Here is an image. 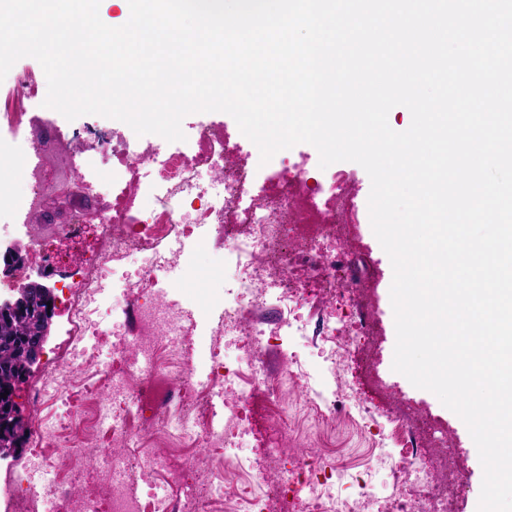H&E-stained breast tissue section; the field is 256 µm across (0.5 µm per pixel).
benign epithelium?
<instances>
[{
	"mask_svg": "<svg viewBox=\"0 0 512 512\" xmlns=\"http://www.w3.org/2000/svg\"><path fill=\"white\" fill-rule=\"evenodd\" d=\"M25 261L15 244L0 246V278H9ZM48 275L42 273L36 280L20 284L15 294L0 299V321L16 325L21 341L17 345L18 371L25 375L44 351L53 318L57 311L54 289L45 283ZM8 414L0 422L14 431L16 438L25 433V425L14 410V399L7 401Z\"/></svg>",
	"mask_w": 512,
	"mask_h": 512,
	"instance_id": "1",
	"label": "benign epithelium"
}]
</instances>
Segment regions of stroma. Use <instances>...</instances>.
Masks as SVG:
<instances>
[{"label":"stroma","mask_w":512,"mask_h":512,"mask_svg":"<svg viewBox=\"0 0 512 512\" xmlns=\"http://www.w3.org/2000/svg\"><path fill=\"white\" fill-rule=\"evenodd\" d=\"M360 229L362 248L358 254L354 274L358 277L375 279L377 282L376 305L383 323V335L377 351V364L389 393L384 396L371 392L359 370L360 356L352 351L344 355L341 378L348 384L351 395L369 406L374 416H381L390 406L392 398L396 397L418 404L446 426L452 450L465 458L468 467L465 495L460 512H477L483 479L478 451L466 425L454 412L443 406L433 393L416 388L405 376L393 370L396 332L389 292L393 280V269L371 225L361 224ZM170 287L175 297L181 301L184 310L193 312L197 319L196 377L202 381L206 380L209 373L207 365L209 317L201 310L200 295L186 290L180 278H173ZM322 296L323 291L319 285L310 283L306 303L295 310L296 315L300 316L305 323L307 334L303 338L293 340L290 345L291 350L302 361L310 382L319 386L328 381L324 371L325 361L332 355L330 344L322 338L324 315L316 309ZM62 341L63 319L58 316L54 319L50 336L44 346L41 363L33 366L29 376L18 387L20 414L25 420H32L37 414L46 418L55 411L54 406L49 404L43 406L41 411H34L29 401V394L40 380L44 362L50 361L57 354ZM323 443L334 450L337 460L348 471L347 478L332 485L333 494L342 498L356 497L358 485L363 481L367 482L379 497L386 498L396 494L397 489L388 464L376 460L373 443L362 435L358 424L349 420L341 421L335 430L325 433Z\"/></svg>","instance_id":"1"}]
</instances>
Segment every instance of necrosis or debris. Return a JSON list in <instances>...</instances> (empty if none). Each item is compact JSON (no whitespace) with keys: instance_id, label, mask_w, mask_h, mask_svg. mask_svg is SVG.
I'll return each instance as SVG.
<instances>
[{"instance_id":"4bbe7bcc","label":"necrosis or debris","mask_w":512,"mask_h":512,"mask_svg":"<svg viewBox=\"0 0 512 512\" xmlns=\"http://www.w3.org/2000/svg\"><path fill=\"white\" fill-rule=\"evenodd\" d=\"M42 84V77L20 73L0 95V131L23 142L18 178L0 177V220L23 225L36 265L57 242L91 235L98 248L89 259L59 263L68 281L62 314L72 347L64 360L45 367L31 392L32 402L62 407L54 420L34 426L32 439L34 457L60 480L35 491L27 472H13L0 485V512H212L217 501L224 512H368V489L352 499L327 493L328 480L343 476L335 455L318 446L339 418L335 404L305 383L296 355L287 356L285 372L261 377L267 346L253 319L264 302V284L279 280V333L305 335L294 314L303 286L285 279L290 266L300 265L327 289L332 309L352 312L329 328L326 342L345 352L357 342H374L375 284L348 274L358 252L350 177L310 174L304 161L290 156L261 173L258 158L230 143L217 122L201 126L184 145L160 137L134 146L107 130L85 145L55 121L52 110H32ZM53 193L93 196L98 204L74 211L65 224L37 223ZM170 238L182 240L184 250L160 253L159 244ZM212 239L224 244V286L208 301L219 326L209 346V378L201 383L184 311L160 282L172 267L189 273L193 251ZM137 254L144 258L141 276L120 292L137 326L121 332L100 325L95 316L105 280ZM229 333L241 345L233 362L224 357L222 337ZM85 369L92 370L96 389L84 417L62 381ZM216 395L223 398L219 411L212 405ZM258 403L271 452L248 488L238 482L248 466L237 449L251 431ZM385 421L383 462L426 494L396 496L378 512H458L466 465L450 450L446 431L401 403ZM301 422L309 443L297 449L294 432ZM104 433L107 445L91 446ZM398 443L403 452L395 451ZM92 456L100 462V478L83 489L79 473ZM159 472L165 476L161 486L149 480ZM168 485L177 486L178 498L165 493Z\"/></svg>"}]
</instances>
